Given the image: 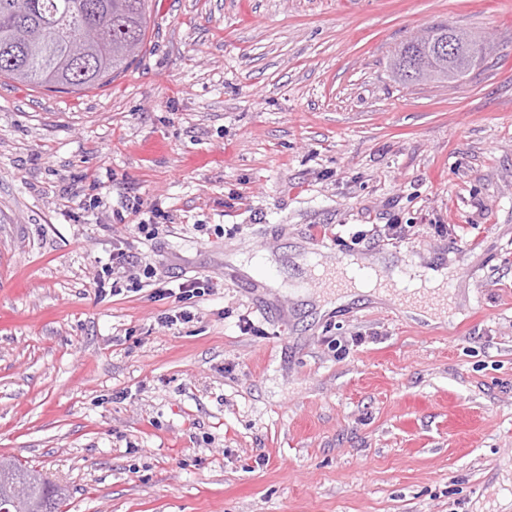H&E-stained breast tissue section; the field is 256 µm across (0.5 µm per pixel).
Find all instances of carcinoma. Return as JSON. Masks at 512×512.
<instances>
[{
  "label": "carcinoma",
  "mask_w": 512,
  "mask_h": 512,
  "mask_svg": "<svg viewBox=\"0 0 512 512\" xmlns=\"http://www.w3.org/2000/svg\"><path fill=\"white\" fill-rule=\"evenodd\" d=\"M150 0H0V77L52 92L81 93L125 72L141 51ZM456 41L455 59L435 44ZM485 57L471 36L449 25L427 29L402 44L392 70L408 83H451ZM68 490L11 461H0V509L60 512Z\"/></svg>",
  "instance_id": "1"
}]
</instances>
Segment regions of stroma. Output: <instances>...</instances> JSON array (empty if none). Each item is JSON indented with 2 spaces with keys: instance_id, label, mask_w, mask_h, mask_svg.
<instances>
[{
  "instance_id": "stroma-1",
  "label": "stroma",
  "mask_w": 512,
  "mask_h": 512,
  "mask_svg": "<svg viewBox=\"0 0 512 512\" xmlns=\"http://www.w3.org/2000/svg\"><path fill=\"white\" fill-rule=\"evenodd\" d=\"M150 14L102 87L0 79V458L66 485L63 512H512V0ZM438 24L494 50L400 84ZM120 253L219 289L158 299ZM323 257L445 267L454 311H321Z\"/></svg>"
}]
</instances>
